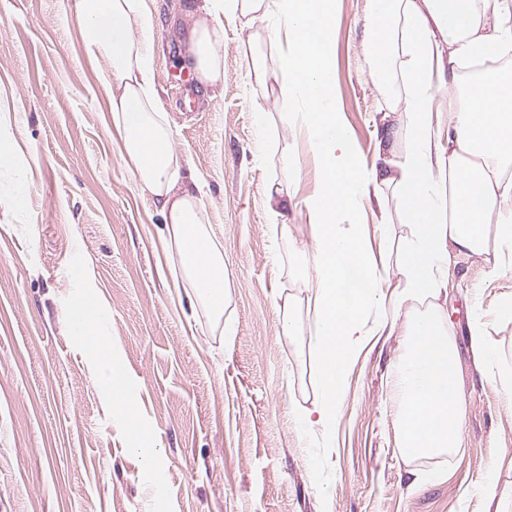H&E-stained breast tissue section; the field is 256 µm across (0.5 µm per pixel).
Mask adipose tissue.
<instances>
[{
  "mask_svg": "<svg viewBox=\"0 0 512 512\" xmlns=\"http://www.w3.org/2000/svg\"><path fill=\"white\" fill-rule=\"evenodd\" d=\"M503 0H370L376 21L369 35L372 74L401 114L414 144L402 162L387 159L397 132L378 133L377 154L363 164L336 107V44L330 21L335 0H205L185 44L183 63L199 84L224 81L219 51L225 23H267L274 35L278 96L306 100L288 119L320 165V185L309 204L315 230L312 283L322 398L301 416L308 428L331 436L354 351L385 323L368 330L363 314L381 299L384 283L397 284V303H425L409 315L394 388L401 403L399 446L409 457L457 447L463 402L455 386L453 343L440 324L436 300L448 291L452 253L482 258L488 279L512 268V73L477 74L465 93L448 96V151L433 149L431 103L436 83L463 61L485 54L512 57V32L502 26ZM82 50L121 141V156L156 201L193 295L213 307L224 303V258L207 230L209 213L182 172L173 131L154 83L151 40L155 22L143 0H78ZM400 67L403 90L391 80ZM391 189L416 234L398 269L372 261L356 226L337 218L364 208ZM497 214L488 226L489 214Z\"/></svg>",
  "mask_w": 512,
  "mask_h": 512,
  "instance_id": "obj_1",
  "label": "adipose tissue"
}]
</instances>
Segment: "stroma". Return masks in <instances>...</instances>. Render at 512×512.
I'll return each instance as SVG.
<instances>
[{
    "instance_id": "stroma-1",
    "label": "stroma",
    "mask_w": 512,
    "mask_h": 512,
    "mask_svg": "<svg viewBox=\"0 0 512 512\" xmlns=\"http://www.w3.org/2000/svg\"><path fill=\"white\" fill-rule=\"evenodd\" d=\"M191 2L144 5L156 21L154 81L173 148L196 177L224 255L219 316L173 275L179 256L164 248L161 217L120 156L81 50L77 0H0L4 138L30 179L21 216L0 186V512H488L492 496L512 512V389L479 372L470 350L481 327L512 365V320L493 312L512 295V269L490 281L481 257L451 259L441 321L464 401L459 448L410 458L399 446V324L352 360L331 443L300 425L319 397L305 207L319 164L285 121L274 80L250 75L237 25L224 27L223 84L180 106L181 86L194 83L179 64ZM371 25L367 0H338L333 92L367 163L382 126L399 130L392 159L412 144L373 81ZM258 109L268 118L261 152ZM285 154L294 168L282 165ZM286 180L295 203L276 225L267 188ZM355 222L374 260L392 266L415 234L387 193ZM286 303L300 326L292 338L281 332ZM80 306L108 320L103 354L70 335ZM103 355L138 385L139 432L112 410L97 370ZM144 448L160 454L158 468H146Z\"/></svg>"
}]
</instances>
